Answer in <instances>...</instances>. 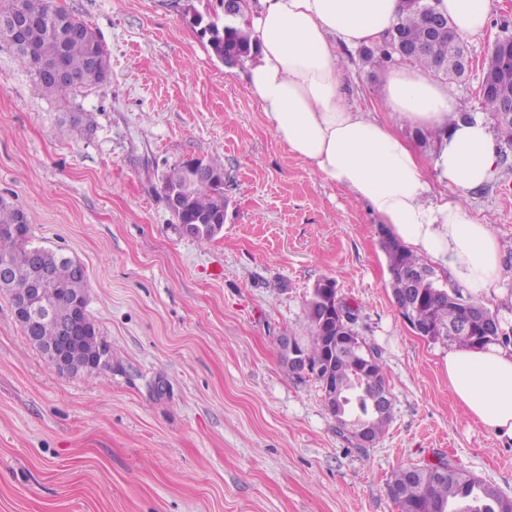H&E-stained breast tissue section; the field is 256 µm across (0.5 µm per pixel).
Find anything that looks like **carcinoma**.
I'll use <instances>...</instances> for the list:
<instances>
[{"label":"carcinoma","mask_w":512,"mask_h":512,"mask_svg":"<svg viewBox=\"0 0 512 512\" xmlns=\"http://www.w3.org/2000/svg\"><path fill=\"white\" fill-rule=\"evenodd\" d=\"M246 8L247 0H238L235 14L224 17L220 23L198 18L197 24L202 26V33L208 36L210 49L218 59H229L235 64L253 53L249 32L238 25ZM15 9L37 21L38 26L23 32L0 28V41L9 44L18 60L31 68L33 82L43 94L65 101L78 88L108 80L110 65L106 46L87 23L58 7L55 0H0V17ZM433 16L435 11L429 0H419L416 6L401 3L395 25L378 50H364L365 59L371 60L377 53L386 61L398 58L391 45V39L398 35L409 47L404 59L425 65L450 80L459 79L455 64L463 53L465 39L448 19L443 33L431 35ZM41 64L62 67L69 75L68 82L50 81L39 70ZM502 98H512L511 77L496 93L483 95L481 99L501 138L512 144V118L499 115ZM66 122L69 131L81 136L89 130L83 112L67 113ZM195 163L201 172L190 182L177 184L181 200L172 214L179 224H196L203 219L222 224V166L216 161L205 163L197 159ZM17 224L25 225V229L12 231ZM383 249L395 303L402 309L403 317L424 329L430 340H447L465 347L491 343L512 345V335L507 332L487 336L479 326L470 332L460 327L459 322L477 303L464 297L458 289L442 285L431 265L396 239H385ZM0 262L8 266L12 288L35 281L44 266L50 267L45 299L53 315L32 328L24 323L21 328L56 370L63 369L47 353V348L58 343L60 326L71 317L74 296L86 290V277L76 274L72 258L33 245L26 214L3 199H0ZM305 321L309 338L304 343L296 342L299 368L289 362V370L305 371L315 377L340 433L346 432L353 438V429L360 428L371 441H377L390 421V415L380 411L378 398L383 393L390 394V390L378 350L368 344L363 348L349 345L352 337L358 335L357 309L340 295L329 300L315 293L306 302ZM89 352L90 347L76 344L71 365L63 370L77 373ZM387 493L400 506V512H512V497L443 459L433 465L397 470L387 484Z\"/></svg>","instance_id":"carcinoma-1"}]
</instances>
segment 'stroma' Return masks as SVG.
I'll use <instances>...</instances> for the list:
<instances>
[{
  "label": "stroma",
  "mask_w": 512,
  "mask_h": 512,
  "mask_svg": "<svg viewBox=\"0 0 512 512\" xmlns=\"http://www.w3.org/2000/svg\"><path fill=\"white\" fill-rule=\"evenodd\" d=\"M102 37L110 76L62 106L0 42V198L35 243L86 269L106 370L69 375L24 336L0 294V512H398L399 468L450 460L512 497V443L471 421L448 388V342L418 335L389 289L384 224L277 141L245 64L212 53L197 17L220 0H56ZM352 110L391 125L423 161L433 136L382 106L393 65L342 53ZM468 196L504 250L512 331V148ZM223 165L224 227L183 236L163 179L184 161ZM334 279L358 308L393 394L383 436L339 433L314 376L289 371L312 286Z\"/></svg>",
  "instance_id": "1"
}]
</instances>
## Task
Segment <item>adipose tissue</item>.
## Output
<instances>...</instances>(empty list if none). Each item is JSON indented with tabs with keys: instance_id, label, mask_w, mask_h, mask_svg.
Instances as JSON below:
<instances>
[{
	"instance_id": "1",
	"label": "adipose tissue",
	"mask_w": 512,
	"mask_h": 512,
	"mask_svg": "<svg viewBox=\"0 0 512 512\" xmlns=\"http://www.w3.org/2000/svg\"><path fill=\"white\" fill-rule=\"evenodd\" d=\"M463 37L482 34L493 0H435ZM399 0H256L243 29L256 43L246 81L278 141L324 181L345 190L472 295L498 294L504 269L490 224L464 200L489 181L497 147L482 115L451 122L447 85L412 65L392 70L384 104L408 124L437 135L423 163L391 128L352 111L344 96L340 54L379 42L397 21ZM447 187L434 196L432 181ZM448 386L466 415L512 440V347H452Z\"/></svg>"
}]
</instances>
